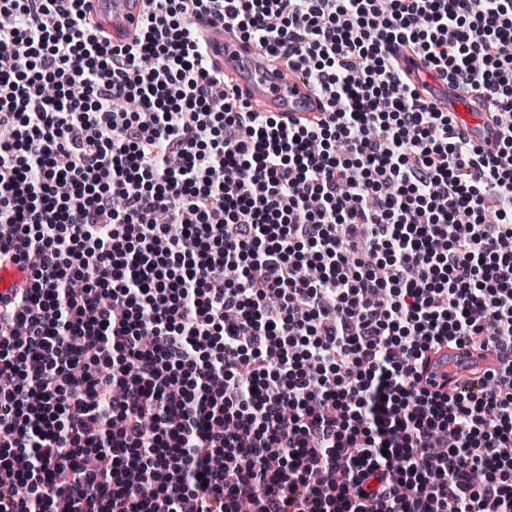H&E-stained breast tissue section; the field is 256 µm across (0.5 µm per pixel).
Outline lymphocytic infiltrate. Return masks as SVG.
<instances>
[{"instance_id":"obj_1","label":"lymphocytic infiltrate","mask_w":512,"mask_h":512,"mask_svg":"<svg viewBox=\"0 0 512 512\" xmlns=\"http://www.w3.org/2000/svg\"><path fill=\"white\" fill-rule=\"evenodd\" d=\"M92 2L0 0V512H512V0H145L117 45ZM202 19L326 117L237 99ZM445 344L498 367L428 389ZM402 69L415 79L421 97L433 102L442 111H450L458 129L478 145H492L498 134L496 119L481 97L467 93L455 83L433 81L420 69L418 61L405 49L396 53ZM427 83V86L423 84ZM26 278V268L11 262L0 263V295L11 293L12 288L21 286Z\"/></svg>"}]
</instances>
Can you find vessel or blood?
<instances>
[{"label": "vessel or blood", "mask_w": 512, "mask_h": 512, "mask_svg": "<svg viewBox=\"0 0 512 512\" xmlns=\"http://www.w3.org/2000/svg\"><path fill=\"white\" fill-rule=\"evenodd\" d=\"M100 10L113 41L128 42L134 38L143 12L142 0H102ZM207 51L225 75L233 78L245 99L275 113L283 123L291 125L324 116L323 98L302 72L288 67L257 43L244 40L235 28L209 24ZM396 57L402 69L415 79L422 98L435 103L440 110L452 112L467 138L483 146L494 143L498 134L496 119L481 97L456 84L428 79L420 61L406 50L397 51ZM26 278V268L11 262L0 263V295L11 293ZM448 356L452 360L448 376L439 382L445 392H456L464 382L480 378L496 366L495 354L489 349L452 347Z\"/></svg>", "instance_id": "1"}]
</instances>
